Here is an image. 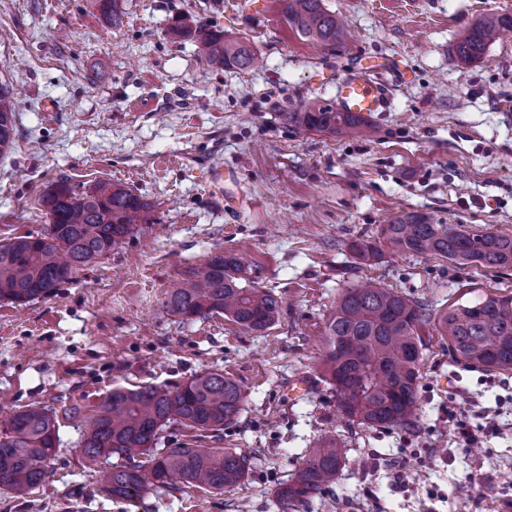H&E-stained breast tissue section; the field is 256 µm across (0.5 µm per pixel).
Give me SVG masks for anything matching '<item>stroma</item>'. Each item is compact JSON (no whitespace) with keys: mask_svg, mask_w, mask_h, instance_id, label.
Listing matches in <instances>:
<instances>
[{"mask_svg":"<svg viewBox=\"0 0 512 512\" xmlns=\"http://www.w3.org/2000/svg\"><path fill=\"white\" fill-rule=\"evenodd\" d=\"M269 2L239 15L235 0H117L123 24L112 29L99 0H0V82L16 102L15 143L0 155V239L42 236L40 198L62 179L119 181L152 206L151 223L54 295L0 302V416L34 404L89 416L113 386L221 372L244 393L222 438L173 424L158 445L198 441L252 457L233 493L158 488L116 501L84 466L81 419H63L46 482L24 499L0 488V512H281L278 485L328 433L348 461L297 512H512V371L455 361L431 336L414 434L348 424L321 365L324 321L345 286L371 278L442 313L512 294V268L404 254L380 234L422 211L512 236V37L480 61L452 57L465 27L512 14V0H324L347 20L336 50L300 40L280 20L281 0ZM188 15L249 40L261 65L210 69L180 32ZM353 72L387 81L390 107L371 117L373 138L298 135L279 121L293 103H335ZM215 169L224 180H209ZM358 240L378 245L371 265L353 260ZM241 250L250 281L282 300L264 334L220 314L191 321L165 310L186 271ZM465 399L467 424L485 432L478 450L457 443L448 416ZM484 407L499 411V431H485Z\"/></svg>","mask_w":512,"mask_h":512,"instance_id":"stroma-1","label":"stroma"}]
</instances>
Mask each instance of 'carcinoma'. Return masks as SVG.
<instances>
[{
	"label": "carcinoma",
	"instance_id": "1",
	"mask_svg": "<svg viewBox=\"0 0 512 512\" xmlns=\"http://www.w3.org/2000/svg\"><path fill=\"white\" fill-rule=\"evenodd\" d=\"M107 25L123 24L116 0H101ZM281 17L300 39L323 47L343 45V18L327 10L323 0H282ZM186 31L197 36L211 69L246 70L257 53L244 41L193 21ZM512 32V14L489 13L457 38L454 56L460 63L482 59L504 32ZM297 134L364 139L373 128L364 117L338 112L319 101L301 102L279 113ZM15 104L8 84L0 85V154L11 149ZM50 216L42 237L18 235L0 240V301L23 304L53 295L61 284L106 258L130 237L137 225L149 223L151 205L117 182L77 190L59 181L41 200ZM381 235L392 247L412 256H441L460 265L484 269L512 267V237L439 224L426 212L410 211L387 221ZM245 265L234 253H217L202 267L169 289L164 306L186 320L222 314L244 331L260 334L276 320L281 298L271 288L242 284ZM431 320L427 306L392 288L367 280L343 288L323 327L325 355L322 378L336 396L338 411L352 425L377 429H413L420 419L422 373L421 330ZM448 339V352L458 362L484 371L512 370V295H490L459 304L434 323ZM237 381L220 372L200 373L185 384L116 387L88 417L84 432V464L96 470L114 454L130 462L112 467L101 479L105 495L133 502L156 487L235 490L247 479L249 456L233 448L179 446L157 450L160 433L170 424L220 432L243 410ZM59 417L32 405L15 413L0 432V487L17 498L28 497L45 482V462L56 448ZM348 454L345 444L326 435L307 450L294 476L275 492L282 512H294L336 480ZM136 455L144 459L134 461Z\"/></svg>",
	"mask_w": 512,
	"mask_h": 512
}]
</instances>
